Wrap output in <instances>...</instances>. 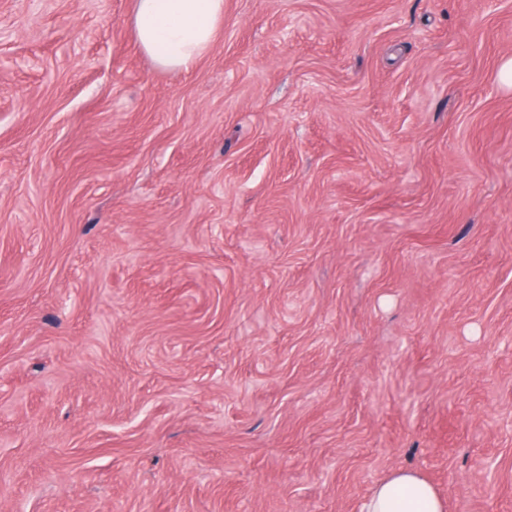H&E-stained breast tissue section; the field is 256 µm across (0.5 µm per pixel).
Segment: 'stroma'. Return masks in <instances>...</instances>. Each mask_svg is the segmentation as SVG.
<instances>
[{"mask_svg": "<svg viewBox=\"0 0 512 512\" xmlns=\"http://www.w3.org/2000/svg\"><path fill=\"white\" fill-rule=\"evenodd\" d=\"M0 0V512H512V0ZM223 23L224 0H133L137 43L167 69H192L211 50ZM445 500L412 470H396L379 482L359 512H446Z\"/></svg>", "mask_w": 512, "mask_h": 512, "instance_id": "35a3bbf8", "label": "stroma"}]
</instances>
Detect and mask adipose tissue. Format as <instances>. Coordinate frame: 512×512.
Here are the masks:
<instances>
[{
    "label": "adipose tissue",
    "instance_id": "adipose-tissue-1",
    "mask_svg": "<svg viewBox=\"0 0 512 512\" xmlns=\"http://www.w3.org/2000/svg\"><path fill=\"white\" fill-rule=\"evenodd\" d=\"M224 0H133V27L141 49L160 66L192 69L215 43ZM359 512H447L435 488L412 470L379 482Z\"/></svg>",
    "mask_w": 512,
    "mask_h": 512
}]
</instances>
